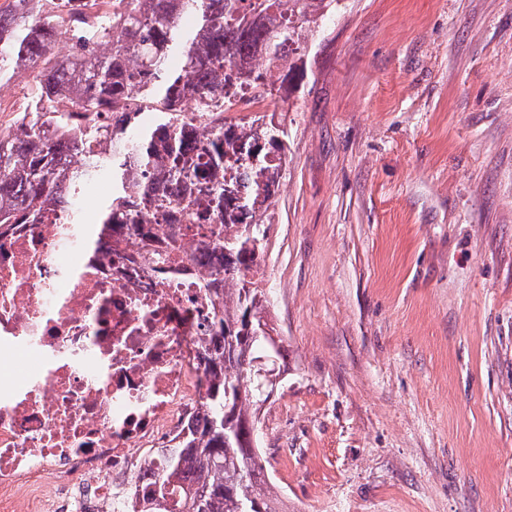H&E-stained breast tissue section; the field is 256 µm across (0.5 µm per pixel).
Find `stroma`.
Returning a JSON list of instances; mask_svg holds the SVG:
<instances>
[{
  "mask_svg": "<svg viewBox=\"0 0 512 512\" xmlns=\"http://www.w3.org/2000/svg\"><path fill=\"white\" fill-rule=\"evenodd\" d=\"M269 108L282 512H512V0H339ZM37 94L0 85V129Z\"/></svg>",
  "mask_w": 512,
  "mask_h": 512,
  "instance_id": "obj_1",
  "label": "stroma"
}]
</instances>
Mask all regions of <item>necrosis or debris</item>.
I'll list each match as a JSON object with an SVG mask.
<instances>
[{
	"label": "necrosis or debris",
	"mask_w": 512,
	"mask_h": 512,
	"mask_svg": "<svg viewBox=\"0 0 512 512\" xmlns=\"http://www.w3.org/2000/svg\"><path fill=\"white\" fill-rule=\"evenodd\" d=\"M104 188L74 187L80 223L52 204L0 234V512H143L201 412L224 270L199 257L224 227L159 218L153 244H98L86 202Z\"/></svg>",
	"instance_id": "1"
}]
</instances>
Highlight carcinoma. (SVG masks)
Returning <instances> with one entry per match:
<instances>
[{
    "label": "carcinoma",
    "instance_id": "obj_1",
    "mask_svg": "<svg viewBox=\"0 0 512 512\" xmlns=\"http://www.w3.org/2000/svg\"><path fill=\"white\" fill-rule=\"evenodd\" d=\"M9 0L0 8V83L18 69L34 74L41 106L24 132L0 130V228L38 224L43 208L70 185L112 177L99 216L107 238L131 226L148 238L146 215L169 210L179 224L221 211L224 317L212 324L199 418L162 459L146 492L150 512H278L261 485L256 428L281 357L270 339L262 290L247 280L265 259L268 210L285 178L286 133L274 115L224 118L249 89L266 98L304 63L303 26L336 0H112L90 30L74 0ZM186 14L194 28L180 25ZM69 35L58 56L57 38ZM288 48L277 81L263 61ZM195 100L196 116L173 106ZM64 100L60 115L48 104ZM146 103L158 123L132 137L130 106Z\"/></svg>",
    "mask_w": 512,
    "mask_h": 512
}]
</instances>
